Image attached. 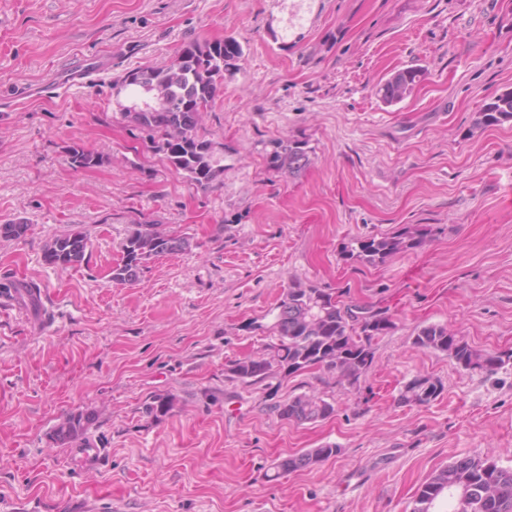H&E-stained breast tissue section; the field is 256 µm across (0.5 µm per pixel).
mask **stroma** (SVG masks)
I'll list each match as a JSON object with an SVG mask.
<instances>
[{
	"instance_id": "35a3bbf8",
	"label": "stroma",
	"mask_w": 512,
	"mask_h": 512,
	"mask_svg": "<svg viewBox=\"0 0 512 512\" xmlns=\"http://www.w3.org/2000/svg\"><path fill=\"white\" fill-rule=\"evenodd\" d=\"M236 39L243 56L203 120L224 158L206 188L174 171L122 116L128 71L170 64L190 42ZM425 78L394 106L397 70ZM92 70L74 83L72 72ZM512 91V0H0V283H34L38 305L0 300V512H410L413 494L462 455L512 467V367L486 376L415 348L438 323L482 350L512 349V122L479 129ZM306 139L299 178L270 171L267 142ZM78 146L100 166L71 165ZM139 224L188 237L112 281ZM426 225L423 247L373 268L351 240ZM85 262L47 264L61 234ZM389 307L395 328L357 387L320 370L278 399H334L328 419L281 420L225 377L266 341L291 278ZM417 374L443 395L400 407ZM175 399L154 419L157 395ZM95 413L104 452L87 467L50 441L68 412ZM337 444L334 458L266 478L271 460ZM425 76L421 67L409 66L396 71L380 86L378 96L387 106L396 105L412 93L414 87ZM512 120V91L496 94L476 113L475 126L483 129ZM88 238L84 232L71 231L52 240L45 249V260L52 265L75 267L85 260Z\"/></svg>"
}]
</instances>
